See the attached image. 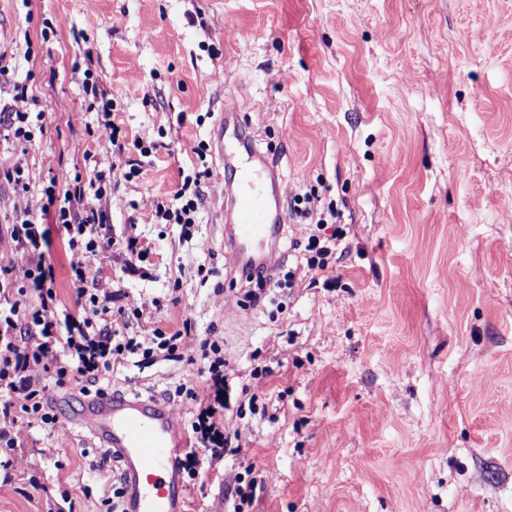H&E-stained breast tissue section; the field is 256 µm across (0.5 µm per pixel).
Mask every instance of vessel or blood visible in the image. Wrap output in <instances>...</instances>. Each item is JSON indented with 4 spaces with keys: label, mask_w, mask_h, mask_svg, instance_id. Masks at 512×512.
<instances>
[{
    "label": "vessel or blood",
    "mask_w": 512,
    "mask_h": 512,
    "mask_svg": "<svg viewBox=\"0 0 512 512\" xmlns=\"http://www.w3.org/2000/svg\"><path fill=\"white\" fill-rule=\"evenodd\" d=\"M265 176V169L249 165L238 166L234 173L235 247L230 258L246 270L271 265V248L280 230L268 221ZM73 417L90 422L104 453L116 464L125 512H186L179 464L185 437L156 398L104 390L83 402Z\"/></svg>",
    "instance_id": "vessel-or-blood-1"
}]
</instances>
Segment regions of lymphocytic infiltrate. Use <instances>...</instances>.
<instances>
[{
  "mask_svg": "<svg viewBox=\"0 0 512 512\" xmlns=\"http://www.w3.org/2000/svg\"><path fill=\"white\" fill-rule=\"evenodd\" d=\"M87 178L64 183L50 180L43 189V214L53 215L68 235L71 252V282L75 307H60L52 287L54 268L46 260L50 231L39 228L31 212H24L13 225L11 238L27 257L21 269L0 266V454L10 455L17 445V413L31 423L52 429L57 414L43 399L46 377L68 379L88 393L109 374L113 364L129 356L167 357L178 349L179 333L153 329L148 336H123L114 329V292L90 276L80 259L82 253L105 252L112 239L103 231L105 214L96 206L104 194L107 171L100 169L93 155H85ZM208 170L187 175L172 201L156 200L157 218L176 224H192L197 219L202 185ZM310 194L295 195L289 210L301 225L299 247L307 270H326L343 237L334 208L319 211L310 206ZM37 291L38 304L27 301ZM206 369L198 379L180 384L176 392L184 396L194 420L189 446L182 453V468L197 475L201 453L217 457L231 447L234 437L224 427V400L228 374L218 345H211Z\"/></svg>",
  "mask_w": 512,
  "mask_h": 512,
  "instance_id": "obj_1",
  "label": "lymphocytic infiltrate"
}]
</instances>
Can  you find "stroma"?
<instances>
[{"mask_svg":"<svg viewBox=\"0 0 512 512\" xmlns=\"http://www.w3.org/2000/svg\"><path fill=\"white\" fill-rule=\"evenodd\" d=\"M0 22V111L43 115L32 141L0 136L30 176L24 191L0 175V265H25L11 226L50 179L112 162L85 71L124 140L159 146L138 177L112 174L98 205L114 246L85 262L116 306L148 307L143 330L183 333L181 358L129 359L103 387L186 428L175 389L206 366L204 342L235 375L240 449L184 476L189 512H227L250 482L249 512H512V0H0ZM234 101L279 205L312 192L344 230L326 271L262 309L228 259L226 160L210 154L190 230L152 211ZM131 238L146 252L129 267ZM49 253L73 307L61 225ZM43 397L60 422L19 417L0 512H106L116 474L69 421L77 397L52 380Z\"/></svg>","mask_w":512,"mask_h":512,"instance_id":"35a3bbf8","label":"stroma"}]
</instances>
